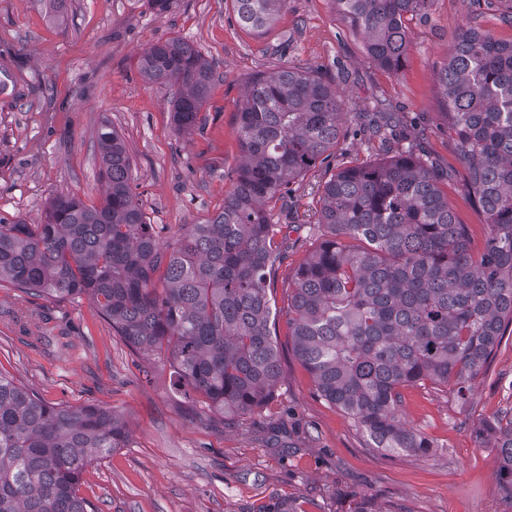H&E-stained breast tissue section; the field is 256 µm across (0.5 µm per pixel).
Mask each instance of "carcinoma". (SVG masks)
Instances as JSON below:
<instances>
[{
	"instance_id": "1",
	"label": "carcinoma",
	"mask_w": 512,
	"mask_h": 512,
	"mask_svg": "<svg viewBox=\"0 0 512 512\" xmlns=\"http://www.w3.org/2000/svg\"><path fill=\"white\" fill-rule=\"evenodd\" d=\"M433 0H331L364 36L368 58L398 75L407 21ZM238 23L270 27L287 0H235ZM140 74L177 87L179 131L201 123L215 71L189 42L147 48ZM441 116L467 171L465 188L489 235L472 247L436 169L410 142L382 160L340 167L323 183L309 230L317 246L294 275L288 323L319 395L369 446L423 455L434 447L399 419L404 390L469 380L512 326V41L467 26L436 74ZM242 161L224 207L160 244L131 184L111 123L98 130L103 202L53 196L39 224L0 217V285L34 296H87L143 354L164 355L207 407L229 420L268 404L281 375L269 275L282 253L270 204L325 163L341 136L342 100L314 70L251 76L238 113ZM497 454L512 509V410L476 427ZM129 442L112 412L50 405L0 375V512H99L78 495L87 465Z\"/></svg>"
}]
</instances>
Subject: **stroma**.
I'll use <instances>...</instances> for the list:
<instances>
[{"label": "stroma", "instance_id": "stroma-1", "mask_svg": "<svg viewBox=\"0 0 512 512\" xmlns=\"http://www.w3.org/2000/svg\"><path fill=\"white\" fill-rule=\"evenodd\" d=\"M466 26L512 39L496 8L433 0L409 21L408 63L393 75L375 66L330 0H288L265 33L242 28L234 0H175L157 13L150 0H66L50 13L41 0H0V215L30 224L52 194L97 205L104 198L96 133L122 135L132 187L163 243L224 205L239 163L237 115L245 81L282 68L318 70L341 95L347 133L329 164L298 178L275 203L284 255L269 282L278 315L281 376L267 406L228 427L178 387L168 362L145 357L87 297L33 296L0 286V375L48 404L94 405L130 432L82 473L79 494L100 512H504L493 449L476 425L512 408V334L466 402L432 386L404 392L402 420L434 443L425 455L392 456L369 447L352 420L319 397L294 351L288 294L315 243L309 222L321 184L335 167L390 156L396 142L365 140L364 113L390 112L419 136L475 248L489 234L465 191L466 171L439 113L435 74ZM177 36L213 63L214 87L201 125L179 132L174 87L151 83L138 63L152 44Z\"/></svg>", "mask_w": 512, "mask_h": 512}]
</instances>
